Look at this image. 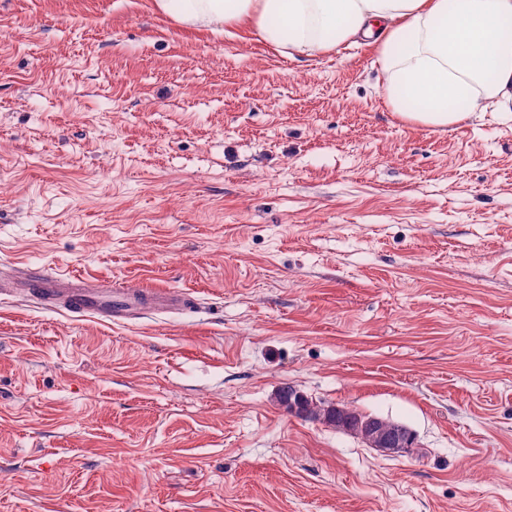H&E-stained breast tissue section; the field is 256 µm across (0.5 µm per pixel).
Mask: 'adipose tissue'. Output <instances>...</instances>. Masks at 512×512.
<instances>
[{"mask_svg":"<svg viewBox=\"0 0 512 512\" xmlns=\"http://www.w3.org/2000/svg\"><path fill=\"white\" fill-rule=\"evenodd\" d=\"M181 25L248 26L289 55L363 38L403 120L444 131L512 103V0H154Z\"/></svg>","mask_w":512,"mask_h":512,"instance_id":"1","label":"adipose tissue"}]
</instances>
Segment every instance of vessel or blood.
<instances>
[{
	"label": "vessel or blood",
	"mask_w": 512,
	"mask_h": 512,
	"mask_svg": "<svg viewBox=\"0 0 512 512\" xmlns=\"http://www.w3.org/2000/svg\"><path fill=\"white\" fill-rule=\"evenodd\" d=\"M25 293L45 309L115 321L150 309L176 311L190 300L170 290H144L133 293L119 285L94 278H68L56 273L32 272L22 279Z\"/></svg>",
	"instance_id": "b4317fda"
}]
</instances>
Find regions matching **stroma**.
<instances>
[{
  "mask_svg": "<svg viewBox=\"0 0 512 512\" xmlns=\"http://www.w3.org/2000/svg\"><path fill=\"white\" fill-rule=\"evenodd\" d=\"M374 47L292 59L153 0H0V512H512V115L385 103ZM292 385L411 428L388 456ZM22 290L45 309H61L98 320L115 321L143 312L182 310L190 304L184 294L170 290L129 292L116 284L94 278H68L61 274H24Z\"/></svg>",
  "mask_w": 512,
  "mask_h": 512,
  "instance_id": "35a3bbf8",
  "label": "stroma"
}]
</instances>
